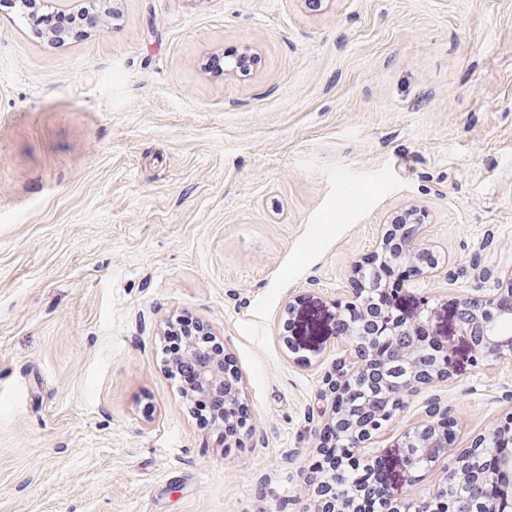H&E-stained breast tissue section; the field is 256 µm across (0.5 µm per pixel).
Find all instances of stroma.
I'll list each match as a JSON object with an SVG mask.
<instances>
[{
    "label": "stroma",
    "instance_id": "obj_1",
    "mask_svg": "<svg viewBox=\"0 0 512 512\" xmlns=\"http://www.w3.org/2000/svg\"><path fill=\"white\" fill-rule=\"evenodd\" d=\"M52 46L0 7V512H314L346 357L289 352V298L351 299L394 216L437 259L398 298L483 297L512 268V0H112ZM251 49L224 75L213 54ZM209 326L250 413L202 426L165 368L166 321ZM374 436L391 495L432 493L512 415V362L477 365ZM453 425L407 477L431 402Z\"/></svg>",
    "mask_w": 512,
    "mask_h": 512
}]
</instances>
